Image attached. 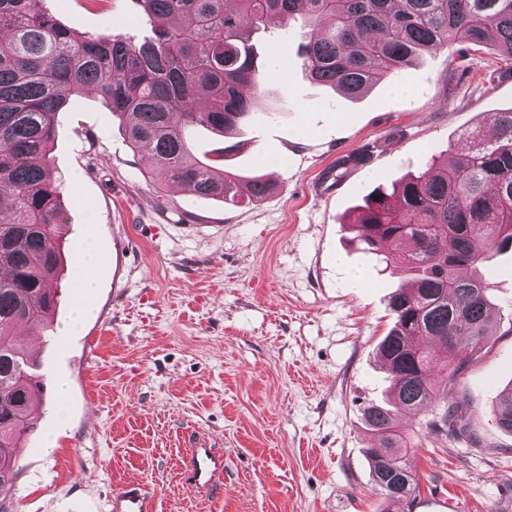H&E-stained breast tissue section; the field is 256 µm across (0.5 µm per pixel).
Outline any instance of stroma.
Here are the masks:
<instances>
[{
  "instance_id": "1",
  "label": "stroma",
  "mask_w": 512,
  "mask_h": 512,
  "mask_svg": "<svg viewBox=\"0 0 512 512\" xmlns=\"http://www.w3.org/2000/svg\"><path fill=\"white\" fill-rule=\"evenodd\" d=\"M68 28L142 39L154 22L136 0H48ZM309 26L269 22L257 37L266 70L256 111L267 118L196 149L227 147V170L270 174L277 189L235 207L149 182L150 155L131 150L118 118L92 95L58 115L54 175L65 200L64 264L99 257L94 311L72 334L71 276L41 335L15 330L43 382L39 427L20 448L18 512H108L130 483L147 512H512V434L491 409L512 383V251L484 273L488 336L452 392L469 436L431 431L433 402L398 415L420 476L413 505L373 486L364 427L387 383L376 346L401 276L362 251L348 223L373 186L461 153L463 135L512 107V60L451 48L350 99L313 83L302 64ZM364 155L338 173L337 162ZM366 281L351 282V270ZM67 384L64 416L54 405ZM224 451L220 491L185 482L190 448Z\"/></svg>"
}]
</instances>
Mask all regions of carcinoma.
<instances>
[{
	"label": "carcinoma",
	"instance_id": "carcinoma-1",
	"mask_svg": "<svg viewBox=\"0 0 512 512\" xmlns=\"http://www.w3.org/2000/svg\"><path fill=\"white\" fill-rule=\"evenodd\" d=\"M156 22L142 40L87 35L64 26L44 0H0V512L19 472L18 443L37 428L43 385L16 347L15 327L43 329L57 307L63 193L50 171L57 117L69 96L94 92L125 125L134 150H148L150 179L203 198L259 201L276 186L224 170L226 149L200 161L191 131L225 138L246 122L261 91L251 38L276 17L307 18L303 66L312 81L358 97L433 48L494 47L512 57V0H138ZM468 148L417 176L380 185L351 226L364 250L410 275L389 308L378 344L390 398L364 408L379 448L366 449L374 486L387 500L411 499L417 474L401 411L436 399V431L465 432L448 404L455 376L491 324L482 270L512 248V108L466 134ZM496 427L512 434V384L496 402Z\"/></svg>",
	"mask_w": 512,
	"mask_h": 512
}]
</instances>
